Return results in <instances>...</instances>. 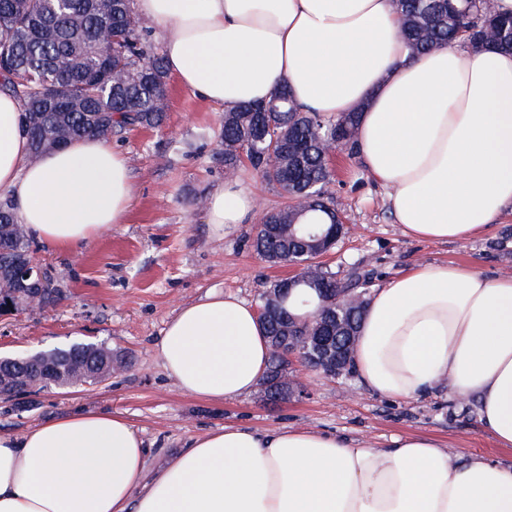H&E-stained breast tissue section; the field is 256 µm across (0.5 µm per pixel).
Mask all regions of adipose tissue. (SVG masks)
I'll use <instances>...</instances> for the list:
<instances>
[{"instance_id": "adipose-tissue-1", "label": "adipose tissue", "mask_w": 512, "mask_h": 512, "mask_svg": "<svg viewBox=\"0 0 512 512\" xmlns=\"http://www.w3.org/2000/svg\"><path fill=\"white\" fill-rule=\"evenodd\" d=\"M163 34L168 73L231 108L286 86L304 109L358 115L359 157L390 190L405 234L466 241L512 207V53L443 47L411 56L394 0H136ZM20 105L0 92V190L32 236L77 250L120 223L129 167L106 138L31 159ZM255 198L229 181L211 224L248 222ZM157 356L184 393L250 394L269 341L256 310L208 293L169 320ZM361 386L397 400L449 385L512 447V274L419 262L376 288L354 350ZM122 415L88 411L0 435V512H512V464L451 462L434 437L365 448L308 429L227 425L191 440L154 478Z\"/></svg>"}]
</instances>
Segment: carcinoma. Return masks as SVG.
I'll use <instances>...</instances> for the list:
<instances>
[{
	"label": "carcinoma",
	"instance_id": "obj_1",
	"mask_svg": "<svg viewBox=\"0 0 512 512\" xmlns=\"http://www.w3.org/2000/svg\"><path fill=\"white\" fill-rule=\"evenodd\" d=\"M402 21V34L411 54L442 46H491L512 49V17L496 13L487 0H394ZM112 44L101 49L97 30L98 0H0V86L21 101V131L31 154L39 156L57 148L59 141L110 135L136 127L159 128L167 110V81L163 56L146 41L143 27L133 13L131 0H112ZM357 116L336 120L297 108L289 93L278 89L264 104L248 103L224 110L221 145L224 173L231 175L242 159L266 181L287 193L294 203L266 212L256 227L255 251L272 263H298L314 257L315 248L304 227L289 237L272 233L274 227L298 223L310 212L327 229L340 223L328 193L333 170L326 146H338L354 158ZM280 164L270 163L271 158ZM32 241L17 222L13 208L0 204V291L12 287L16 261L31 254ZM374 272L357 267L344 280L336 273L315 267L293 281V291L283 297L285 319H268L264 329L269 343L288 333L287 323L306 317L294 305L314 308L325 315L324 289L333 288L350 298L339 311L349 366L367 287ZM105 344H76L47 351L41 360L26 363L24 375L45 390L68 378L76 386L106 379ZM265 377L269 389L281 386L286 367L270 357Z\"/></svg>",
	"mask_w": 512,
	"mask_h": 512
}]
</instances>
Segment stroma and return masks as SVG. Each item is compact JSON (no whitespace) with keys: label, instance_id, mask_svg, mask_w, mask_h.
Masks as SVG:
<instances>
[{"label":"stroma","instance_id":"35a3bbf8","mask_svg":"<svg viewBox=\"0 0 512 512\" xmlns=\"http://www.w3.org/2000/svg\"><path fill=\"white\" fill-rule=\"evenodd\" d=\"M168 102L162 128L110 138L127 157L134 186L123 222L104 228L78 251L40 246L36 259L51 267L63 298L37 314L0 315L2 356L102 343L125 356L127 367L93 386L41 392L23 409L0 401V434L19 436L65 414L117 413L144 439L150 475L192 438L226 425L258 431L304 428L371 448L388 447L398 435L424 434L437 438L449 453L512 464V447H499L481 427L476 401L462 400L444 386L419 399L398 401L362 389L356 374L334 379L308 370L304 393L275 404L259 388L217 402L177 387L156 349L181 306L213 290L255 306L266 286L294 276L296 269L270 264L256 253L255 222L222 231L208 224L197 200L226 180L220 146L224 108L173 80ZM331 166L335 174L328 191L346 235L321 263L337 276L361 264L375 270L378 286L423 261L471 265L489 278L512 272L511 211L470 241L415 239L403 234L388 189L371 180L359 159L342 152Z\"/></svg>","mask_w":512,"mask_h":512}]
</instances>
